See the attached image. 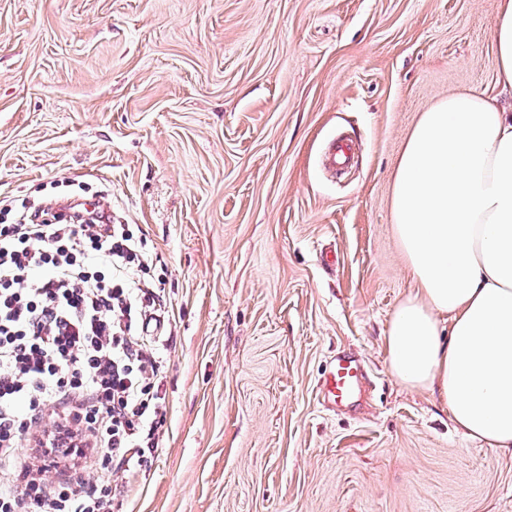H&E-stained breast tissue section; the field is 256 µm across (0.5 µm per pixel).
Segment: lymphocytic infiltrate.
<instances>
[{
	"label": "lymphocytic infiltrate",
	"instance_id": "obj_1",
	"mask_svg": "<svg viewBox=\"0 0 512 512\" xmlns=\"http://www.w3.org/2000/svg\"><path fill=\"white\" fill-rule=\"evenodd\" d=\"M0 220V512H120L117 490L157 449L164 361L145 332L167 312L142 238L102 211ZM56 429L25 463L22 436Z\"/></svg>",
	"mask_w": 512,
	"mask_h": 512
}]
</instances>
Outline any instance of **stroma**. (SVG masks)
<instances>
[{
	"instance_id": "1",
	"label": "stroma",
	"mask_w": 512,
	"mask_h": 512,
	"mask_svg": "<svg viewBox=\"0 0 512 512\" xmlns=\"http://www.w3.org/2000/svg\"><path fill=\"white\" fill-rule=\"evenodd\" d=\"M497 6L0 0V202L111 209L172 311L126 512H512V454L401 386L385 346L414 290L393 172L421 112L496 91ZM339 352L365 380L336 411Z\"/></svg>"
}]
</instances>
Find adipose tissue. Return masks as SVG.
<instances>
[{
    "label": "adipose tissue",
    "instance_id": "ef3b65f1",
    "mask_svg": "<svg viewBox=\"0 0 512 512\" xmlns=\"http://www.w3.org/2000/svg\"><path fill=\"white\" fill-rule=\"evenodd\" d=\"M493 41L512 89V0H499ZM391 215L416 284L385 337L393 375L438 393L465 436L511 452L512 107L460 90L421 112Z\"/></svg>",
    "mask_w": 512,
    "mask_h": 512
}]
</instances>
